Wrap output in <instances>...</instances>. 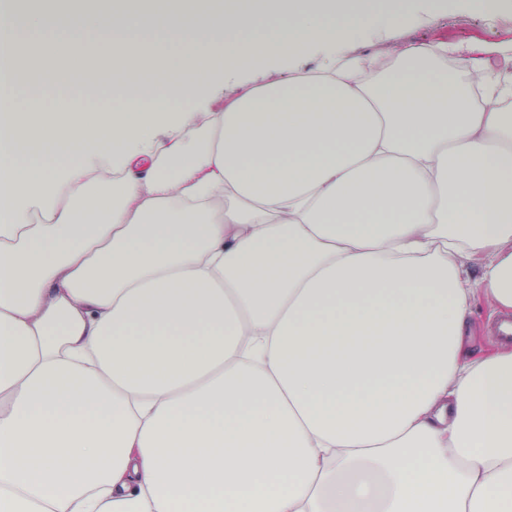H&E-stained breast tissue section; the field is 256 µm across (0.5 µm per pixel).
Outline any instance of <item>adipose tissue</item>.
Masks as SVG:
<instances>
[{"label": "adipose tissue", "mask_w": 512, "mask_h": 512, "mask_svg": "<svg viewBox=\"0 0 512 512\" xmlns=\"http://www.w3.org/2000/svg\"><path fill=\"white\" fill-rule=\"evenodd\" d=\"M412 12L0 0V512H512V348L472 329L512 312V45L338 53ZM83 29L23 78L21 31ZM134 39L140 44L141 48L146 50L155 49L162 53L173 55L175 53L174 44L169 41L166 35L161 33H140L132 34ZM324 62L323 54L317 50H308L284 56L263 59L252 70L232 76H225L221 70L215 71L204 82L198 109H217L224 106V101L233 98L243 88L259 84L270 70L286 76L296 70H309Z\"/></svg>", "instance_id": "ef3b65f1"}]
</instances>
